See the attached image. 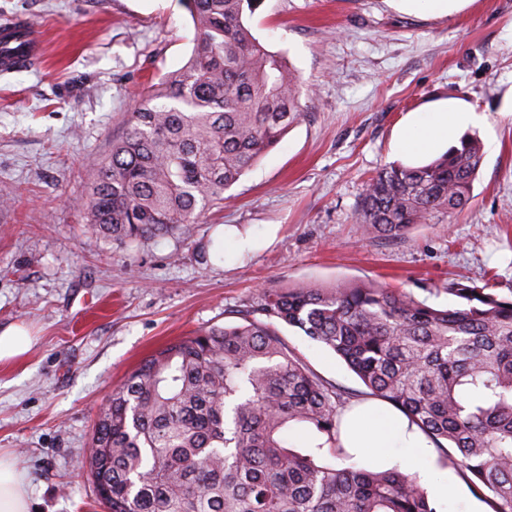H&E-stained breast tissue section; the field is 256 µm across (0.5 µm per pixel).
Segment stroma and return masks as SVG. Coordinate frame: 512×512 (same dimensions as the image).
I'll return each instance as SVG.
<instances>
[{
	"instance_id": "35a3bbf8",
	"label": "stroma",
	"mask_w": 512,
	"mask_h": 512,
	"mask_svg": "<svg viewBox=\"0 0 512 512\" xmlns=\"http://www.w3.org/2000/svg\"><path fill=\"white\" fill-rule=\"evenodd\" d=\"M25 17L38 61L0 71V330L34 337L0 363V454L26 474L30 512H104L83 463L116 385L155 349L213 326L272 284L375 282L432 306L451 281L512 294V0H467L418 14L398 0H261L246 20L285 55L303 115L203 215L190 238L125 245L80 220L89 183L144 89L189 59L181 0H0V25ZM450 99L482 115V164L447 224L402 239L363 238L355 213L369 176L446 151L407 155L411 114ZM325 382L361 390L331 351L281 327Z\"/></svg>"
}]
</instances>
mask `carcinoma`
Returning <instances> with one entry per match:
<instances>
[{"label": "carcinoma", "mask_w": 512, "mask_h": 512, "mask_svg": "<svg viewBox=\"0 0 512 512\" xmlns=\"http://www.w3.org/2000/svg\"><path fill=\"white\" fill-rule=\"evenodd\" d=\"M260 0H184L188 61L151 84L100 163L82 207L124 243L187 239L301 116L302 86L245 25ZM481 142L366 182L356 223L401 239L470 199ZM448 308L375 283L263 290L241 322L166 344L112 389L86 468L107 512H442L417 474L340 466V406L280 335L299 330L352 370L365 394L419 427L492 512H512V296L454 281ZM300 436L308 452L290 446Z\"/></svg>", "instance_id": "1"}]
</instances>
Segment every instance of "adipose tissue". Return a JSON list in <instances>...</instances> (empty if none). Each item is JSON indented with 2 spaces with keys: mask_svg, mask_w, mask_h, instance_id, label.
Listing matches in <instances>:
<instances>
[{
  "mask_svg": "<svg viewBox=\"0 0 512 512\" xmlns=\"http://www.w3.org/2000/svg\"><path fill=\"white\" fill-rule=\"evenodd\" d=\"M476 112L461 101L448 102L435 110L430 119H412L399 141L403 153L415 154L428 150L438 141L457 145L459 136L468 125L477 121ZM341 443L351 453L370 457L376 462H392L389 452L393 445L404 448H427L431 441L403 414H393L380 404L359 402L342 419ZM27 482L16 463L0 457V512H29Z\"/></svg>",
  "mask_w": 512,
  "mask_h": 512,
  "instance_id": "adipose-tissue-1",
  "label": "adipose tissue"
}]
</instances>
